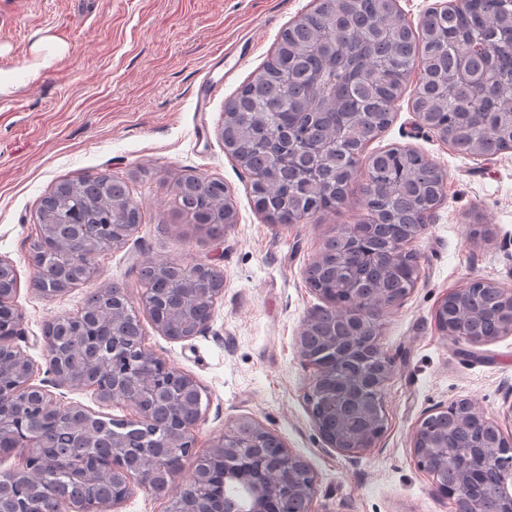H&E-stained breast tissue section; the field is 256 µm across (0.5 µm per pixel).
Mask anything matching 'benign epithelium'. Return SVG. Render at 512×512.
<instances>
[{
  "label": "benign epithelium",
  "mask_w": 512,
  "mask_h": 512,
  "mask_svg": "<svg viewBox=\"0 0 512 512\" xmlns=\"http://www.w3.org/2000/svg\"><path fill=\"white\" fill-rule=\"evenodd\" d=\"M136 225L128 224L121 233L99 240L95 253L116 248L132 235ZM413 239L395 242L391 265L398 267L410 250ZM68 251H42L33 246L29 262L34 269L54 266L65 267ZM16 286L0 284V349H7L23 365V371L7 380H0V409L11 407L16 420L7 429L0 428V438L7 437L15 448H32L22 466L0 470V486L8 483L19 471L34 469L44 478L69 482L74 479L73 469L48 453L36 452L42 440L22 415L24 403L32 395L40 398L44 413L60 418L82 413L91 418H102L96 411L82 405L63 406L46 387L32 383L34 365L29 355L16 343L23 336V315L15 304ZM346 302L336 307V291L322 299L325 306L336 308L339 318L354 323L349 336L329 334L314 349L305 342L312 325L320 319V310L312 311L304 320L298 339L299 354L307 366L315 369L307 394L309 413L313 424L327 447L341 453H357L372 448L385 429V385L394 373L395 363L381 347L380 337L367 340L363 336L364 309L373 305L356 289H346ZM140 304L154 327L167 335L169 315L152 296V289L141 294ZM67 323L81 330L80 340L92 347L84 374L73 376L64 362L76 347L73 337L67 334L44 332L48 351V372L56 381L76 389H89L103 403L129 410L124 417H116L118 430L142 432L149 437L148 447L131 459L121 454V438L112 436L108 452L94 449V439L89 434L80 436L86 452L82 456L81 494L63 497L53 492L48 482H43V493L33 502L32 512H120L135 489L143 488L166 500L165 512H202L207 506L221 501L222 493L216 491L213 471L218 469L224 480L246 485L255 512H288L289 501L299 497L305 512H313L316 495V478L309 466L284 442L248 416H239L224 427L210 448L200 452L196 433L202 411L184 414L183 404L193 398L203 399V389L189 374L156 355L145 343V336L138 337L140 348L137 357H130L125 345L111 336L108 320L84 310L67 317ZM339 404H352L364 416L366 427L362 432L338 430L330 425L322 409ZM452 411L461 417L479 421L487 431L485 442L475 450V464L488 469L500 463L499 448L511 445L512 435L504 433L503 424L512 425V406L502 414V419L491 420L468 400L453 403ZM181 450L180 458H196L190 476L183 477V469L167 462L158 449ZM413 456L417 465L433 475L436 491L448 496V485L440 475L448 470V439L424 432L418 425L412 439ZM112 480V498L101 499L93 492L101 482ZM494 512H512V472L500 476L496 487Z\"/></svg>",
  "instance_id": "7a95c632"
}]
</instances>
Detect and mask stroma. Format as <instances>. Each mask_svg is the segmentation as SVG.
<instances>
[{
	"label": "stroma",
	"mask_w": 512,
	"mask_h": 512,
	"mask_svg": "<svg viewBox=\"0 0 512 512\" xmlns=\"http://www.w3.org/2000/svg\"><path fill=\"white\" fill-rule=\"evenodd\" d=\"M315 0H0V258L18 276L22 349L44 380L46 323L76 313L113 284L138 300L141 265L218 263L224 290L207 330L174 341L149 318L148 346L203 387L199 448L225 424L249 416L278 435L317 478L313 512H455L413 457L412 437L434 409L467 399L488 418L512 404V335L463 353L441 336L434 312L449 291L476 279L512 290V151L466 157L418 127L410 95L370 151L410 147L446 175L444 203L412 244L421 276L400 305L384 311L380 343L396 362L385 387L386 428L375 447L344 455L328 448L306 396L313 371L298 337L322 299L307 269L339 228L365 216L361 183L345 203L311 223L269 224L252 205L250 177L217 135L224 101L271 55L280 32ZM252 51L232 72L224 51ZM218 84L204 111L200 82ZM97 171L125 180L142 221L122 246L96 259L85 283L55 298L32 286L29 244L37 211L56 182ZM223 179L236 222L222 239L199 232L177 208L176 180Z\"/></svg>",
	"instance_id": "35a3bbf8"
}]
</instances>
